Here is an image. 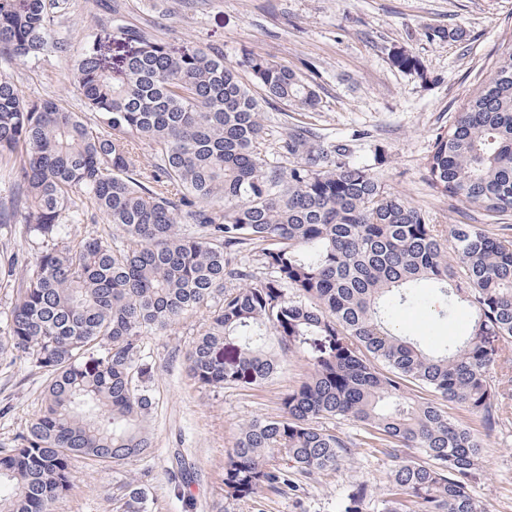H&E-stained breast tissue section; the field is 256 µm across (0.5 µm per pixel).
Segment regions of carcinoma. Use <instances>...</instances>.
I'll return each mask as SVG.
<instances>
[{
	"mask_svg": "<svg viewBox=\"0 0 512 512\" xmlns=\"http://www.w3.org/2000/svg\"><path fill=\"white\" fill-rule=\"evenodd\" d=\"M60 0H0V58H36L54 35ZM136 44L116 71L103 50ZM266 100L317 108L319 91L290 67L243 65ZM85 111L27 100L0 76V163L15 187L0 224H20L36 257L0 313V356L45 378L27 429L0 452V512H49L86 461L123 467L154 454L146 422L154 367L142 337L201 315L186 354L203 389L267 383L290 353L310 375L280 413L239 429L224 466V499L277 493L292 476L337 468L357 447L320 425L346 419L394 459L379 512H484L470 488L481 445L441 401L502 423L512 398V224H433L370 169L295 125L282 150L261 149V104L224 49H172L154 34L103 25L75 58ZM150 150L143 169L135 142ZM428 181L492 220L512 213V42L489 81L436 133ZM91 207L120 232L75 240ZM261 247L270 276L237 260ZM239 281L233 288L225 284ZM435 288L464 305L469 333L430 351L396 328V313ZM433 398L407 396L409 386ZM174 492L197 508L192 468L176 459ZM359 487L340 512H364ZM133 482L104 512H147Z\"/></svg>",
	"mask_w": 512,
	"mask_h": 512,
	"instance_id": "cac0c4a2",
	"label": "carcinoma"
}]
</instances>
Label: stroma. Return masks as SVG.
I'll list each match as a JSON object with an SVG mask.
<instances>
[{"mask_svg": "<svg viewBox=\"0 0 512 512\" xmlns=\"http://www.w3.org/2000/svg\"><path fill=\"white\" fill-rule=\"evenodd\" d=\"M111 12L97 0H69L57 31L71 50L47 49L36 58L0 65L30 99L52 97L69 110L83 111L71 82L76 52L88 35L106 23L155 33L172 48L220 45L224 58L239 63L261 55L303 74L317 86L322 103L314 112L287 111L264 105L263 149L278 159L280 146L294 125L315 129L325 141L349 147L348 161L370 168L386 184L435 224H480L484 218L465 205L449 204L430 186L425 163L436 132L447 128L470 94L490 75V61L512 37V0H118ZM463 38H455V30ZM414 67L404 68L400 56ZM18 256L12 277L3 269ZM34 249L19 225L0 228V310L10 307L14 290ZM438 291H427L420 306L401 311L398 322L432 349L448 338L466 335L470 314L460 307L445 315ZM199 317L145 336L143 355L155 368V404L149 419L156 453L115 470L106 464L82 466L71 493L52 512H102L107 495L126 482L150 473L149 512H210L224 501V464L247 420L278 414L280 399L309 374L306 361L289 355L280 373L252 388L225 387L205 392L190 379L185 355ZM44 379L23 362L0 358V450L33 418ZM449 416L474 430L482 441L481 469L472 495L487 512H512V419L485 432L477 418L450 404ZM330 429L356 442L353 453L333 470L295 476V488L262 493L231 505L230 512H339L355 487L367 491L374 507L387 488L390 458L364 446L361 427L333 419ZM195 468L191 492L196 508L174 494L166 471L174 452Z\"/></svg>", "mask_w": 512, "mask_h": 512, "instance_id": "1", "label": "stroma"}]
</instances>
